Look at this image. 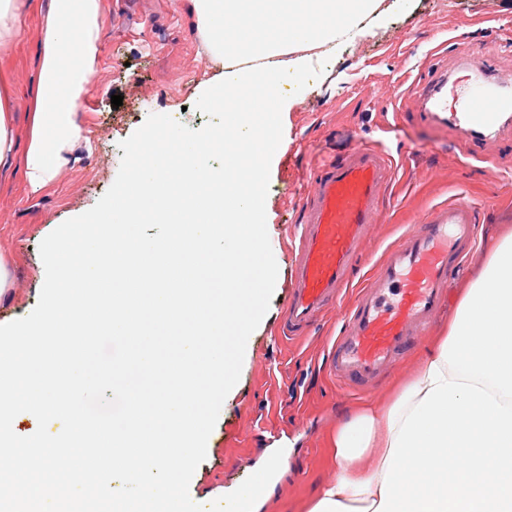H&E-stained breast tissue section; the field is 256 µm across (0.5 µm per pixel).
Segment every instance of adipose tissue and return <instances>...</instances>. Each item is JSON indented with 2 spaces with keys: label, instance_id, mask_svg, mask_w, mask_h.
I'll list each match as a JSON object with an SVG mask.
<instances>
[{
  "label": "adipose tissue",
  "instance_id": "adipose-tissue-1",
  "mask_svg": "<svg viewBox=\"0 0 512 512\" xmlns=\"http://www.w3.org/2000/svg\"><path fill=\"white\" fill-rule=\"evenodd\" d=\"M102 0H49L25 130L0 90V188L41 194L74 162L100 58ZM335 480L308 512H512V227L484 256L418 375L329 439ZM427 488L414 489L418 478Z\"/></svg>",
  "mask_w": 512,
  "mask_h": 512
}]
</instances>
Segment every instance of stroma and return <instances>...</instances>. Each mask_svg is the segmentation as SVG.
<instances>
[{
    "instance_id": "1",
    "label": "stroma",
    "mask_w": 512,
    "mask_h": 512,
    "mask_svg": "<svg viewBox=\"0 0 512 512\" xmlns=\"http://www.w3.org/2000/svg\"><path fill=\"white\" fill-rule=\"evenodd\" d=\"M388 14L362 24L341 42L321 76L294 94L282 112L283 138L270 168L266 224L278 266L266 314L250 335L240 378L222 405L196 469L191 497L211 503L237 489L268 459L274 440L295 441L284 456L260 512H303L307 500L336 473L327 442L346 413L377 405L393 383L346 387L328 374V349L339 333L341 307L324 313L311 333L283 342L273 336L285 317L295 251L288 242L307 192V172L324 157L360 144L390 155L395 170L385 213L342 298L350 303L369 265L395 245L409 225L438 204L463 195L478 220L476 246L448 279V299L474 275L499 225H512V119L481 146L478 157L454 147V129L420 113L416 91L435 74L479 65L512 87L502 59L512 54V0H387ZM38 12L24 18L11 52L0 56L24 123L38 82ZM223 69L205 51L188 0H104L100 69L80 108L84 139L76 161L46 191L28 195L22 179L0 191V257L12 286L0 297V324L29 314L45 279L42 240L64 221L91 209L114 183L119 144L149 114L163 113L191 129L208 120L195 104ZM122 95L112 108L113 95Z\"/></svg>"
}]
</instances>
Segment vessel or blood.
<instances>
[{"mask_svg": "<svg viewBox=\"0 0 512 512\" xmlns=\"http://www.w3.org/2000/svg\"><path fill=\"white\" fill-rule=\"evenodd\" d=\"M419 98L428 120L459 131L458 149L468 158L512 113V97L487 89L466 102L444 77L422 87ZM392 176L390 158L369 145L351 148L311 173L291 241L298 261L277 340L308 334L340 301L380 221L382 194ZM475 243L476 213L462 197L433 207L411 225L372 265L346 310L332 345L333 376L344 385L365 387L402 365L405 353L431 332L447 304L448 276Z\"/></svg>", "mask_w": 512, "mask_h": 512, "instance_id": "vessel-or-blood-1", "label": "vessel or blood"}]
</instances>
